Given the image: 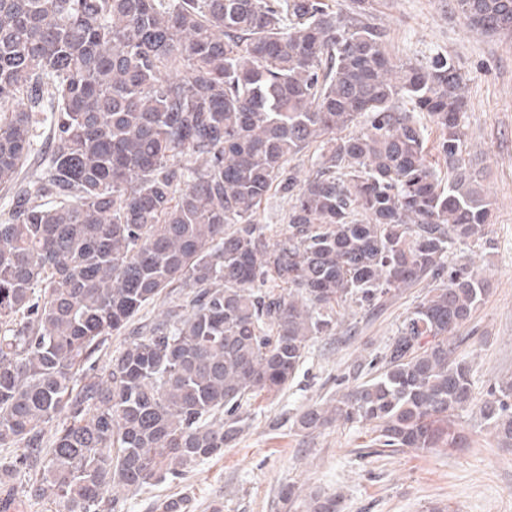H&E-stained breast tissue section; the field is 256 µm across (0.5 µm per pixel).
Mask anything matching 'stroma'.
Listing matches in <instances>:
<instances>
[{
	"instance_id": "1",
	"label": "stroma",
	"mask_w": 512,
	"mask_h": 512,
	"mask_svg": "<svg viewBox=\"0 0 512 512\" xmlns=\"http://www.w3.org/2000/svg\"><path fill=\"white\" fill-rule=\"evenodd\" d=\"M371 23L386 34L394 63L452 59L464 78L466 149L493 205L488 244H461L453 258L482 269L489 291L455 337L471 366L472 390L484 398L495 379L512 374V35L468 27L454 0H371ZM430 289L401 291L379 310L340 308L333 335L307 343L294 381L247 409L240 438L219 458L197 463L183 478L136 490H109L103 512H156L160 502L190 497L191 512H307L311 495L336 496L342 512H512V447L499 445L476 408L461 412L469 437L461 451L378 453L356 423L313 433L295 420L377 375L405 317Z\"/></svg>"
}]
</instances>
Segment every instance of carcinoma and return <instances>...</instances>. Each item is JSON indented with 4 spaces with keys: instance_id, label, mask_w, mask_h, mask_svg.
<instances>
[{
    "instance_id": "carcinoma-1",
    "label": "carcinoma",
    "mask_w": 512,
    "mask_h": 512,
    "mask_svg": "<svg viewBox=\"0 0 512 512\" xmlns=\"http://www.w3.org/2000/svg\"><path fill=\"white\" fill-rule=\"evenodd\" d=\"M0 0V186L18 180L41 115L52 140L36 193L0 222V482L98 512L112 487L180 478L244 431L243 406L295 378L337 309L440 281L384 369L296 427L368 426L394 453L457 448L474 402L449 342L483 273L446 263L487 242L492 204L466 158L463 77L450 58L395 65L370 0ZM470 26L512 31V0H455ZM439 130L428 159L414 113ZM319 143L312 172L291 159ZM288 194V234L256 221ZM193 289L135 331L102 376L93 355L174 285ZM480 413L512 445V376ZM59 422L51 448L44 429ZM308 512H341L315 494Z\"/></svg>"
}]
</instances>
